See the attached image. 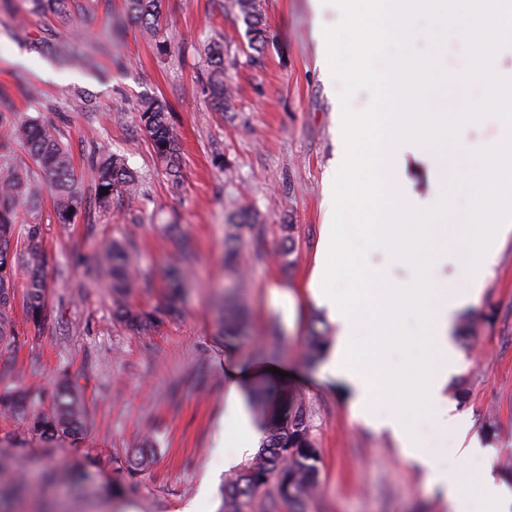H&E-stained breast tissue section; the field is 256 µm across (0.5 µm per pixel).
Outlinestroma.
Listing matches in <instances>:
<instances>
[{
  "label": "stroma",
  "instance_id": "stroma-1",
  "mask_svg": "<svg viewBox=\"0 0 512 512\" xmlns=\"http://www.w3.org/2000/svg\"><path fill=\"white\" fill-rule=\"evenodd\" d=\"M70 21L29 12L28 0H0V97L5 117H36L60 129L75 170L92 151L126 156L138 175V200L117 198L110 209L88 203L70 224L51 220L54 191L40 184L47 254L45 321L34 331L20 302L13 309L20 344L0 353V391L34 395L35 409L48 408L60 384L71 385L83 409L79 438L51 440L25 421L0 413V487L25 481L32 494L16 512H219L228 472L216 447L224 438V367L246 369L268 360L288 369L284 383L304 396L320 452V491L307 512H448L424 475L400 454L390 437L352 418L349 398L335 385L317 381L305 344L314 319L325 313L307 297L325 220L324 184L341 151V84L331 75L322 28L336 24L338 9L316 10L312 0H261L267 43L255 55L243 22L224 15V0H162L161 30L145 35L126 20L125 0H78ZM444 39L441 65L459 74L468 66L461 34L437 23L416 36L424 51ZM78 41L93 54L95 69L58 68L44 44ZM224 47V82L234 108L220 114L206 100L205 47ZM484 84L443 86L429 97L437 111H456L485 100ZM155 98L172 111L181 148L184 180L171 188L147 134L138 126L141 99ZM503 126L490 115L467 122L456 145L443 151L446 173L406 156L404 176L420 197L447 199L449 217L420 223L430 234L412 265L390 267L397 281L426 274L441 284L459 280L461 245L470 232L473 193L460 186L461 171L494 149ZM251 213L240 261L247 285L235 289L224 266V227L241 209ZM181 224L184 238L166 232ZM292 225L293 269L275 255L285 225ZM130 240L134 273L150 280L129 301L152 313L135 327L112 314V291L88 268L104 244ZM190 239L196 261L181 311H165V272ZM447 253V262L436 259ZM238 291L249 311L245 336L225 348L217 334L218 305ZM295 300L294 313L281 304ZM469 342H456L461 358L448 376V397L471 423L483 446L494 449V471L512 467V235L498 245L482 293L464 309ZM151 447L144 471L129 474L126 459ZM88 465L81 493L67 483L38 484L43 466L58 470Z\"/></svg>",
  "mask_w": 512,
  "mask_h": 512
}]
</instances>
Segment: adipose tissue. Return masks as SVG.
Listing matches in <instances>:
<instances>
[{"label":"adipose tissue","instance_id":"obj_1","mask_svg":"<svg viewBox=\"0 0 512 512\" xmlns=\"http://www.w3.org/2000/svg\"><path fill=\"white\" fill-rule=\"evenodd\" d=\"M411 101L410 82H398L383 97L380 112L343 120L344 152L328 178L327 222L309 288L336 327L318 378L342 386L353 417L390 436L402 455L424 473L429 486L447 500L450 512H471L470 500L475 496L483 501V512H512V486L500 481L492 467H484L475 480L466 469L443 468L407 414L411 405L433 413L438 427L457 438L463 462L492 454L453 414L446 387L457 361L452 333L458 315L477 299L496 261L497 241L512 233V201L492 191L503 172H512V114L505 116L499 146L462 174L463 186L475 190L476 196L469 217L471 231L458 255L463 269L458 284L440 287L426 280L405 284L368 264L370 249L382 251L392 264L414 262L426 240L427 225L359 224L350 233L336 221L337 215L363 211L416 215L447 211V201L419 198L400 176L409 153L430 166L439 164L431 149L438 122L432 113L410 111ZM336 262L354 274L356 288L343 291L331 286ZM408 308L417 311L426 325L423 337L403 332L402 314ZM398 343L417 349V356L398 365L388 362L387 350ZM256 379L251 370L226 371L224 436L241 451L255 448L261 438L242 397L243 389Z\"/></svg>","mask_w":512,"mask_h":512}]
</instances>
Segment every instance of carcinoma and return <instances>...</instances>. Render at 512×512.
<instances>
[{
    "mask_svg": "<svg viewBox=\"0 0 512 512\" xmlns=\"http://www.w3.org/2000/svg\"><path fill=\"white\" fill-rule=\"evenodd\" d=\"M129 18L148 34L158 33L159 0H126ZM30 13H53L60 18L70 17L69 0H30ZM224 11L247 28L250 45L261 54L266 45V23L260 0H225ZM65 64L85 62L88 57L79 46L55 49ZM208 103L217 112L232 107L233 92L224 85V50L214 42L207 46ZM139 125L150 138L153 152L165 168L168 180L175 187L183 182L180 146L171 124V113L165 103L148 100L141 103L137 113ZM25 145L35 168L20 170L11 162L13 143ZM86 177L94 192L95 203L106 209L116 197L129 199L138 196L140 181L128 166L126 158L109 151H97L86 164ZM48 183L55 189L53 216L61 224L71 221L82 206L80 181L75 175L71 154L63 143L60 130L33 120H25L7 130H0V349L8 351L16 346L12 312L15 293L13 279L16 267L22 265L28 273L24 305L33 328L44 323V305L47 284L44 268L47 263L43 236V213L36 205L38 193L35 183ZM25 200L32 206L31 221L17 224L15 204ZM244 225L228 224L225 228V253L234 267L236 287H242L239 268L236 267L235 242L241 238ZM132 256L126 243L114 239L98 256L92 275L110 281L112 311L118 319L143 325L150 315L134 310L128 297L139 286L150 287L149 282H138L131 272ZM193 264L191 253L177 254L170 264L166 309L179 311L180 290L189 279ZM247 313L236 296L224 297L223 317L218 335L224 344L245 335ZM330 336L326 330L311 329L307 354L321 356ZM250 400L270 415H263L264 438L258 452L238 470L230 474L224 484L222 512H306V504L316 494L320 482L321 462L309 424L308 410L303 397L267 382L250 389ZM29 399L15 394H0V410H7L28 419L33 432L52 438L56 435L76 436L82 433V411L78 400L63 389L47 411L28 414Z\"/></svg>",
    "mask_w": 512,
    "mask_h": 512,
    "instance_id": "1",
    "label": "carcinoma"
}]
</instances>
